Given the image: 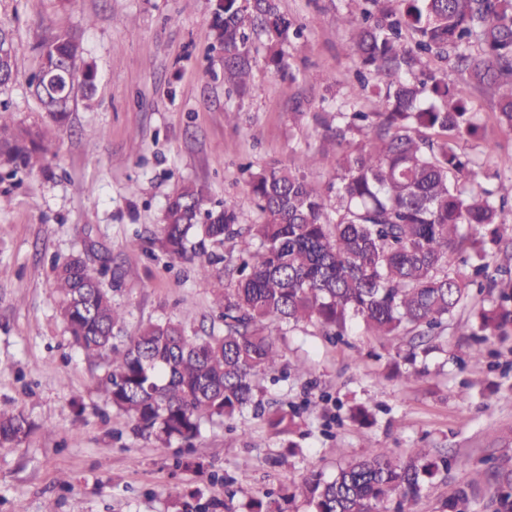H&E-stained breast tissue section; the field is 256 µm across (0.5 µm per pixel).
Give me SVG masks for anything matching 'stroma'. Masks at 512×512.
<instances>
[{
  "instance_id": "obj_1",
  "label": "stroma",
  "mask_w": 512,
  "mask_h": 512,
  "mask_svg": "<svg viewBox=\"0 0 512 512\" xmlns=\"http://www.w3.org/2000/svg\"><path fill=\"white\" fill-rule=\"evenodd\" d=\"M216 0H0V29L12 39L16 75L0 87V122L43 129L52 143L47 170L0 178V412L23 414L31 434L0 448V512H223L231 502L279 500L282 512H309L295 493L310 475L333 478L369 447L405 458L448 455V471L428 482L411 512H443L464 484L478 487L474 512H488L495 459L512 457V335L493 339L481 362L468 358L460 308L443 348L412 354L352 323L342 338L315 323L274 331L283 358L263 380L269 405L296 408L293 434H273L245 413L203 421L193 448L159 450L97 388L107 358L87 360L57 312L55 264L106 258L105 277L124 312L122 333L169 318L201 336L223 332L214 303L218 279L171 259L158 237L169 197L183 183L205 188L211 203L234 200L238 221L263 216L250 174L292 166L318 150V114L368 112L340 22L348 0H279L303 28L286 48L291 76L264 64L262 42L251 89L224 83V55L211 27ZM74 34L96 80L69 123L51 126L28 81L39 45ZM480 127L461 141L484 187L512 204V133L492 104L471 96ZM310 372H295V364ZM370 412L368 424L352 417ZM200 458L201 469L185 460Z\"/></svg>"
}]
</instances>
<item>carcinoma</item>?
Returning <instances> with one entry per match:
<instances>
[{
  "label": "carcinoma",
  "instance_id": "carcinoma-1",
  "mask_svg": "<svg viewBox=\"0 0 512 512\" xmlns=\"http://www.w3.org/2000/svg\"><path fill=\"white\" fill-rule=\"evenodd\" d=\"M342 23L352 31L348 55L369 76L373 109L336 112L322 120L336 148L304 153L294 168L272 166L251 176L250 188L265 220L238 223L235 203L212 206L204 190L185 183L169 199L160 244L173 259L220 274L209 248L241 239L242 258L218 296L224 333L188 334L180 323L157 321L120 340L122 312L102 285L107 267L73 258L56 266L59 314L74 345L93 359L112 354L100 385L134 431L165 450L173 438L190 445L201 422L232 418L251 409L277 434L295 426V413L270 410L262 380L278 370L282 355L272 326L315 322L341 337L353 321L378 338L399 343L438 338L475 288L499 299L473 308L459 325L480 360L489 337L512 327V272L488 269L512 226V207L484 187L458 151L476 133L470 90L492 102L499 126L512 131V0H353ZM224 51V82L245 89L253 69L248 45L268 46L266 66L286 72L284 46L299 36L279 0H216L212 18ZM412 30L409 45L402 32ZM83 47L69 34L40 45L31 86L46 117L67 122L78 93L92 90L95 70L79 68ZM453 64L462 83L450 86L426 59ZM65 70L77 86L61 99L47 83ZM14 76L13 46L0 29V86ZM42 134L0 126V164L10 175L45 167ZM328 168L336 184L327 191L306 171ZM30 424L21 414H0V446L21 440ZM439 470L425 454L399 460L378 448L330 480L305 482L311 512H406ZM494 512H512V465L496 471ZM478 494L458 488L447 512H470Z\"/></svg>",
  "mask_w": 512,
  "mask_h": 512
}]
</instances>
